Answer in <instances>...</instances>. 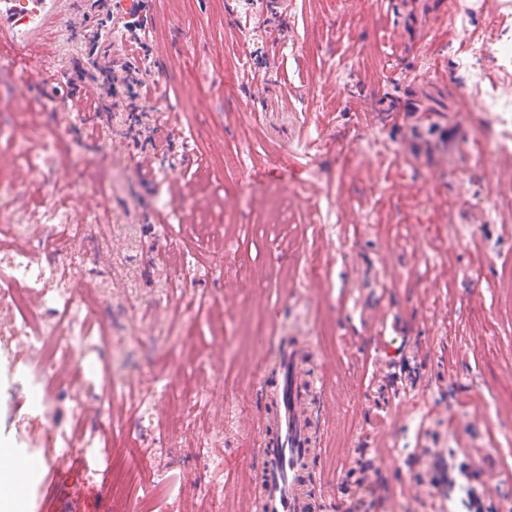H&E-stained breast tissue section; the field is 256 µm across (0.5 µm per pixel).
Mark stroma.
<instances>
[{
  "label": "stroma",
  "mask_w": 512,
  "mask_h": 512,
  "mask_svg": "<svg viewBox=\"0 0 512 512\" xmlns=\"http://www.w3.org/2000/svg\"><path fill=\"white\" fill-rule=\"evenodd\" d=\"M131 26L140 40L111 42ZM473 38L497 51L476 64L487 86L512 98V0H142L131 18L82 0L28 68L0 67V176L17 190L0 225L25 222L29 246L71 256L107 302L51 415L32 394L36 355L0 328V426L40 459L54 426L86 447L81 465L41 466L30 512H113L116 459L151 512H210L201 482L224 512H253L269 352L250 313L325 376L314 469L337 506L366 448L360 512H437L420 478L449 453L485 473L483 512H506L512 149L501 113L469 95ZM116 59L144 72L136 128L122 97L76 76ZM375 135L380 164L362 151ZM18 143L51 145L52 167L17 162ZM274 194L286 223L265 221ZM47 201L71 229L41 223ZM150 379L163 397L146 413Z\"/></svg>",
  "instance_id": "35a3bbf8"
}]
</instances>
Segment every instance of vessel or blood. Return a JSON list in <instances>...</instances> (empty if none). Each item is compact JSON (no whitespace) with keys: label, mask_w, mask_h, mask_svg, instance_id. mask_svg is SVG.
Returning a JSON list of instances; mask_svg holds the SVG:
<instances>
[{"label":"vessel or blood","mask_w":512,"mask_h":512,"mask_svg":"<svg viewBox=\"0 0 512 512\" xmlns=\"http://www.w3.org/2000/svg\"><path fill=\"white\" fill-rule=\"evenodd\" d=\"M72 0H0V61L27 60L46 34L66 26ZM271 358L261 372L262 404L255 452L256 512H323L314 476L321 454L322 375L304 376V351L283 336L265 338Z\"/></svg>","instance_id":"vessel-or-blood-1"}]
</instances>
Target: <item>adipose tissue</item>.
<instances>
[{"mask_svg": "<svg viewBox=\"0 0 512 512\" xmlns=\"http://www.w3.org/2000/svg\"><path fill=\"white\" fill-rule=\"evenodd\" d=\"M38 462L17 445L12 433L0 428V512H26L29 479Z\"/></svg>", "mask_w": 512, "mask_h": 512, "instance_id": "ef3b65f1", "label": "adipose tissue"}]
</instances>
